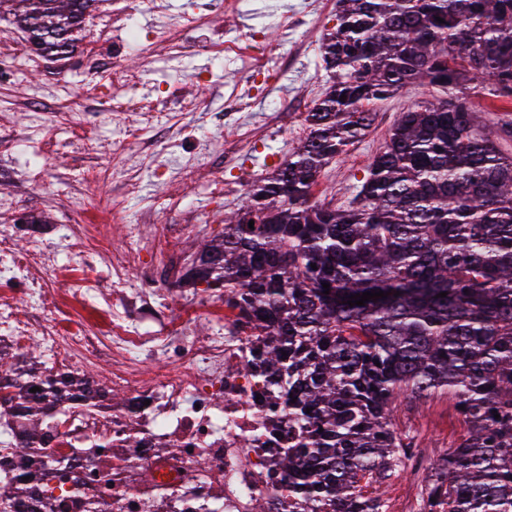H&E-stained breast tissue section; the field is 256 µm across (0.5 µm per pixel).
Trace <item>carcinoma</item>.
Here are the masks:
<instances>
[{
	"mask_svg": "<svg viewBox=\"0 0 512 512\" xmlns=\"http://www.w3.org/2000/svg\"><path fill=\"white\" fill-rule=\"evenodd\" d=\"M96 3L0 0V16L65 60ZM321 51L327 87L306 136L197 247L183 280L222 289L263 337L289 496L312 512H387L381 485L415 447L396 403L449 394L466 432L428 475L419 512H512V154L470 95L477 80L512 98V0H336ZM419 81L450 97L399 113L351 204L315 199L374 107ZM372 291L388 297L347 304ZM3 402L36 422L48 409L42 397Z\"/></svg>",
	"mask_w": 512,
	"mask_h": 512,
	"instance_id": "1",
	"label": "carcinoma"
}]
</instances>
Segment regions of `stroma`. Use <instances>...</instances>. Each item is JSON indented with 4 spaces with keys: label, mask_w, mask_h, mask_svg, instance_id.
I'll return each instance as SVG.
<instances>
[{
    "label": "stroma",
    "mask_w": 512,
    "mask_h": 512,
    "mask_svg": "<svg viewBox=\"0 0 512 512\" xmlns=\"http://www.w3.org/2000/svg\"><path fill=\"white\" fill-rule=\"evenodd\" d=\"M160 11L140 12L133 0H98L79 34L78 53L65 61L30 53L24 33L0 18V50L12 61L10 79L0 82V111L14 110L13 121L0 125V203L19 196L21 208L50 224L72 223L84 210L117 207L129 217L154 212L157 223L200 225L198 236L176 243L178 264H186L199 239L222 234L224 214L236 208L248 187L287 160L306 135L305 116L320 98L327 72L321 36L335 24V0H236L235 13L219 0H161ZM126 13L125 28L113 29L100 41L99 29L114 12ZM207 17L202 39L232 43L258 32L281 61L279 79L260 94H244L240 67L225 63L219 51L177 52L162 48L143 60L136 37L174 26L185 15ZM125 47L123 61L135 80L127 93L131 118L151 113L158 132L155 154L148 157L130 145L113 160L121 131L107 118L110 108L112 51ZM37 93L45 108L81 106L91 127L88 140L58 121L34 125L18 101ZM240 93V106L224 107L229 93ZM429 84L411 85L376 109L368 135L349 146L347 155L326 167L314 189L316 198L345 205L354 197L373 156L383 146L398 112L437 101ZM475 111L484 127L512 153V136L501 120L512 116V100L496 99L475 89ZM180 122L192 126L194 140L177 143L162 129ZM253 146L233 164L223 148L243 140ZM223 168L224 186L208 180L186 181L189 164ZM395 418L415 437V457L384 484L389 512H418L425 478L459 441L465 425L452 397H437L411 407L399 403Z\"/></svg>",
    "instance_id": "1"
}]
</instances>
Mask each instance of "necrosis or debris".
Returning <instances> with one entry per match:
<instances>
[{
    "label": "necrosis or debris",
    "mask_w": 512,
    "mask_h": 512,
    "mask_svg": "<svg viewBox=\"0 0 512 512\" xmlns=\"http://www.w3.org/2000/svg\"><path fill=\"white\" fill-rule=\"evenodd\" d=\"M134 77L112 59L113 124L152 153L143 123L127 118L125 90ZM120 211H97L15 251L0 237V352L39 348L23 377L0 378V397L29 394L43 379L66 378L26 453L15 446L27 419L0 408V479L15 495L0 512H254L257 499L279 512H304L288 500L276 469L287 447L284 405L252 367L257 337L239 331L238 315L197 288H130L144 257L173 263L164 225L143 238L130 225L128 247L112 249L107 225ZM91 255L73 278H54L62 256ZM178 307L176 317L167 303ZM30 313H19L20 305ZM116 399L92 407L82 380Z\"/></svg>",
    "instance_id": "4bbe7bcc"
}]
</instances>
